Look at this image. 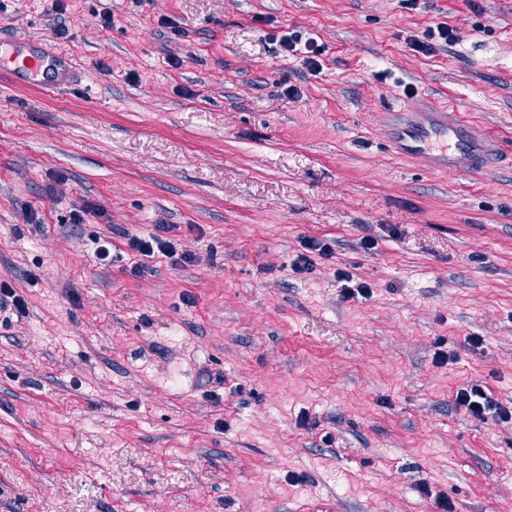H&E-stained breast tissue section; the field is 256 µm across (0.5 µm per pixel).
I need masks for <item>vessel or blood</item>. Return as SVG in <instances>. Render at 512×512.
I'll use <instances>...</instances> for the list:
<instances>
[{
    "label": "vessel or blood",
    "instance_id": "obj_1",
    "mask_svg": "<svg viewBox=\"0 0 512 512\" xmlns=\"http://www.w3.org/2000/svg\"><path fill=\"white\" fill-rule=\"evenodd\" d=\"M0 73L16 80L41 78L47 89L71 84L77 78L69 59L44 44L25 52L0 45ZM391 143L400 155L428 159L435 170L469 176L482 174L493 158L503 154L499 142L466 121H449L440 108L431 109L428 123L408 121Z\"/></svg>",
    "mask_w": 512,
    "mask_h": 512
}]
</instances>
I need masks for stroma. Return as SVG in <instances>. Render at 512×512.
<instances>
[{"label": "stroma", "instance_id": "1", "mask_svg": "<svg viewBox=\"0 0 512 512\" xmlns=\"http://www.w3.org/2000/svg\"><path fill=\"white\" fill-rule=\"evenodd\" d=\"M63 2L0 0L1 40L82 73L0 77V281L26 302L0 322V512H512V424L452 398L512 404V168L387 139L427 101L512 145V0ZM438 22L458 42L411 50ZM160 224L197 262L133 256ZM307 238L332 255L302 273ZM454 405L475 419L485 420L487 414L493 413L500 423H512V406L508 408L495 400L483 381H471L459 388L454 394Z\"/></svg>", "mask_w": 512, "mask_h": 512}]
</instances>
